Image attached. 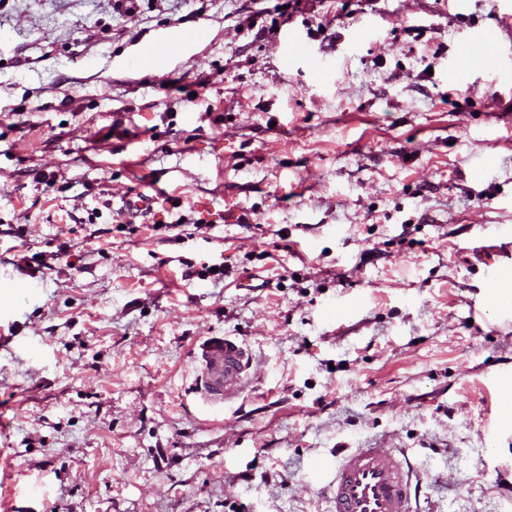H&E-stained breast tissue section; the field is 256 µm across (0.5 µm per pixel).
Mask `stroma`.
<instances>
[{
	"mask_svg": "<svg viewBox=\"0 0 512 512\" xmlns=\"http://www.w3.org/2000/svg\"><path fill=\"white\" fill-rule=\"evenodd\" d=\"M284 2L0 0V512H327L309 474L353 448L403 453L420 512H512V323L470 252L512 225V0ZM477 33L501 65L456 78ZM176 200L207 238L162 231ZM211 334L255 357L221 413ZM191 42L192 39L188 33L178 29L170 30L162 39L163 59H159L147 51L139 50L127 56L123 60L121 68L130 74H137L142 70L156 67L157 70H160L164 62L176 58Z\"/></svg>",
	"mask_w": 512,
	"mask_h": 512,
	"instance_id": "stroma-1",
	"label": "stroma"
}]
</instances>
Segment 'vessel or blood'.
Returning a JSON list of instances; mask_svg holds the SVG:
<instances>
[{
    "mask_svg": "<svg viewBox=\"0 0 512 512\" xmlns=\"http://www.w3.org/2000/svg\"><path fill=\"white\" fill-rule=\"evenodd\" d=\"M188 33L174 29L163 39V57L140 50L127 56L121 68L136 74L161 67L176 58L190 44ZM499 56L497 40L473 36L463 41L456 56V67L477 71L493 64ZM473 254L483 263L485 289L496 288L512 273V226L495 230L489 244L474 247ZM197 372L195 392L203 404L221 409L239 397L249 381L252 352L230 336H209L193 356ZM314 479H327L328 512H411L410 474L403 460L374 448H357L337 459L321 462L312 471Z\"/></svg>",
    "mask_w": 512,
    "mask_h": 512,
    "instance_id": "b4317fda",
    "label": "vessel or blood"
}]
</instances>
